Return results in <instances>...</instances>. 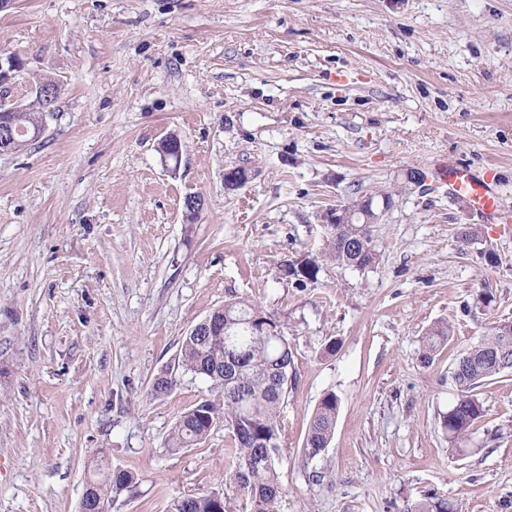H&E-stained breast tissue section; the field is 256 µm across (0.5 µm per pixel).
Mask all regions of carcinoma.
<instances>
[{
  "instance_id": "obj_1",
  "label": "carcinoma",
  "mask_w": 512,
  "mask_h": 512,
  "mask_svg": "<svg viewBox=\"0 0 512 512\" xmlns=\"http://www.w3.org/2000/svg\"><path fill=\"white\" fill-rule=\"evenodd\" d=\"M56 99L34 104L36 112H10L6 103L0 112L10 123L25 127L22 141L41 138L44 127H35L44 113L54 111ZM340 233L329 232L325 257L338 264L364 269L375 261L370 229L366 224H336ZM320 266L315 259L287 264L285 275L313 280ZM279 328L280 322L261 306L245 298H232L220 307L217 317L229 326L231 333L222 336H185L180 348L183 370L210 382L214 398L203 397L176 420L166 440L172 451L191 448L205 440L220 426L233 440L228 472L229 480L246 501L245 512H274L284 494L280 467L284 459L281 413L288 403L287 376L294 364L293 352L285 334L260 336L250 323L254 315ZM448 340V326L437 325L422 337L419 358L431 364ZM512 345V332L507 334L495 325L487 336L468 349L453 371L457 390L455 403L442 418L449 442L461 447L476 421L483 417V403L475 394L490 378L506 370L495 359L503 343ZM234 359L235 378L224 376V363ZM338 414V398L326 393L314 409L306 436L303 454L313 460L329 446ZM137 482L133 473L115 468L93 482L91 495L96 500H109L130 489ZM167 512H226L223 494H180L171 499ZM410 512H454L448 499L426 496Z\"/></svg>"
}]
</instances>
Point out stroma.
I'll return each mask as SVG.
<instances>
[{"instance_id": "obj_1", "label": "stroma", "mask_w": 512, "mask_h": 512, "mask_svg": "<svg viewBox=\"0 0 512 512\" xmlns=\"http://www.w3.org/2000/svg\"><path fill=\"white\" fill-rule=\"evenodd\" d=\"M1 56L20 67L0 102L30 103L45 77L59 95L43 136L0 155V512H80L113 467L138 483L111 512L211 491L244 512L223 429L165 445L208 381L150 393L235 297L275 314L294 354L275 512H406L429 493L512 512V370L478 388L464 447L442 427L457 360L512 320V228L436 178L496 169L512 213V0H15ZM171 133L176 166L157 150ZM236 167L249 179L226 189ZM367 192L392 196L375 262L324 260L327 214ZM312 257L315 280L284 275ZM438 323L448 342L422 365ZM328 392L335 432L310 460ZM338 414L336 394L326 393L314 409L306 436L303 441V454L313 460L319 457L329 446Z\"/></svg>"}]
</instances>
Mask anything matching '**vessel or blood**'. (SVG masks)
I'll return each mask as SVG.
<instances>
[{
    "instance_id": "vessel-or-blood-1",
    "label": "vessel or blood",
    "mask_w": 512,
    "mask_h": 512,
    "mask_svg": "<svg viewBox=\"0 0 512 512\" xmlns=\"http://www.w3.org/2000/svg\"><path fill=\"white\" fill-rule=\"evenodd\" d=\"M437 178L454 196L465 198L476 212L496 219L501 217L494 170L477 175L467 167L451 163L439 167Z\"/></svg>"
}]
</instances>
